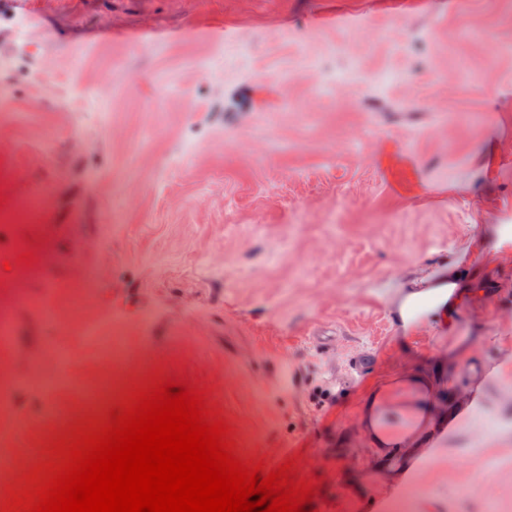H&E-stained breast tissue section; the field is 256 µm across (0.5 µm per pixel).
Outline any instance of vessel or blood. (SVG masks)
I'll return each instance as SVG.
<instances>
[{"label": "vessel or blood", "mask_w": 512, "mask_h": 512, "mask_svg": "<svg viewBox=\"0 0 512 512\" xmlns=\"http://www.w3.org/2000/svg\"><path fill=\"white\" fill-rule=\"evenodd\" d=\"M433 410L431 383L414 376L384 389L357 421L370 447L429 448L456 425L452 419L435 420Z\"/></svg>", "instance_id": "1"}]
</instances>
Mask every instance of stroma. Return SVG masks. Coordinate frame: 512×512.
Masks as SVG:
<instances>
[{
    "instance_id": "1",
    "label": "stroma",
    "mask_w": 512,
    "mask_h": 512,
    "mask_svg": "<svg viewBox=\"0 0 512 512\" xmlns=\"http://www.w3.org/2000/svg\"><path fill=\"white\" fill-rule=\"evenodd\" d=\"M0 194V261L39 245L0 269L16 475L156 369L208 385L239 457L318 477L315 512H512V0H0ZM444 276L447 332L386 326ZM86 321L129 351L95 406ZM485 360L436 447L362 444L380 382L446 412Z\"/></svg>"
}]
</instances>
